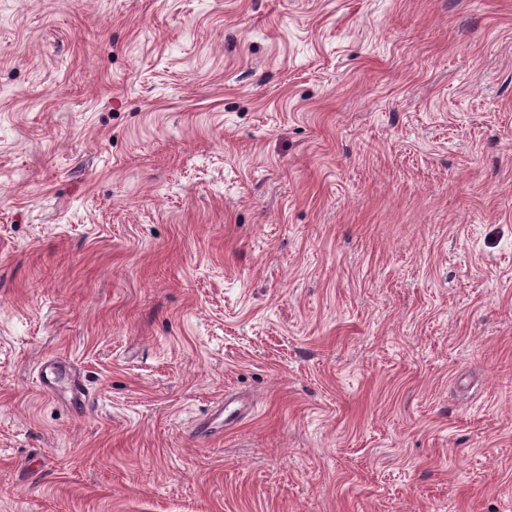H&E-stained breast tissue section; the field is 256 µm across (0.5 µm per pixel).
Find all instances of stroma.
<instances>
[{
  "label": "stroma",
  "mask_w": 512,
  "mask_h": 512,
  "mask_svg": "<svg viewBox=\"0 0 512 512\" xmlns=\"http://www.w3.org/2000/svg\"><path fill=\"white\" fill-rule=\"evenodd\" d=\"M0 512H512V0H0ZM234 402H229L227 396L224 397V403H221L212 417L206 419L198 424L199 437L203 440L208 439L215 435V433H222V428L235 425L238 417L241 415L242 406L234 407L230 410V406ZM224 411H228V414L224 419L220 420L224 415Z\"/></svg>",
  "instance_id": "stroma-1"
}]
</instances>
